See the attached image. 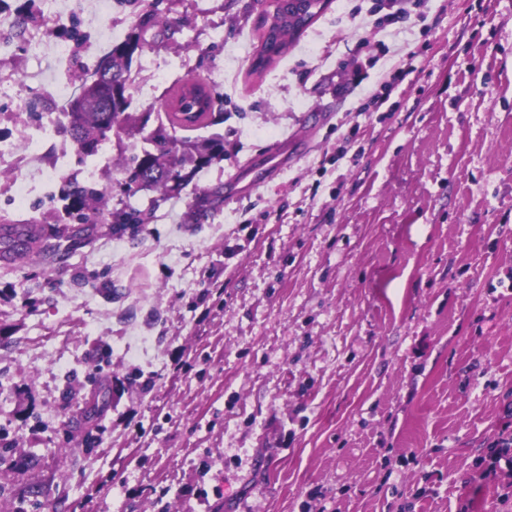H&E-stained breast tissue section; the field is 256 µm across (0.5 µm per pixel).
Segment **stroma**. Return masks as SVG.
Instances as JSON below:
<instances>
[{"instance_id": "35a3bbf8", "label": "stroma", "mask_w": 512, "mask_h": 512, "mask_svg": "<svg viewBox=\"0 0 512 512\" xmlns=\"http://www.w3.org/2000/svg\"><path fill=\"white\" fill-rule=\"evenodd\" d=\"M264 3L164 0L176 31L141 53L221 94L223 161L136 236L0 262V512H512L487 471L512 426V0H399L397 24L332 0L257 77ZM151 5L83 0L88 53ZM12 41L1 139L82 70ZM224 206V184L210 187L202 191L195 202L189 207L186 218L188 224H202Z\"/></svg>"}]
</instances>
